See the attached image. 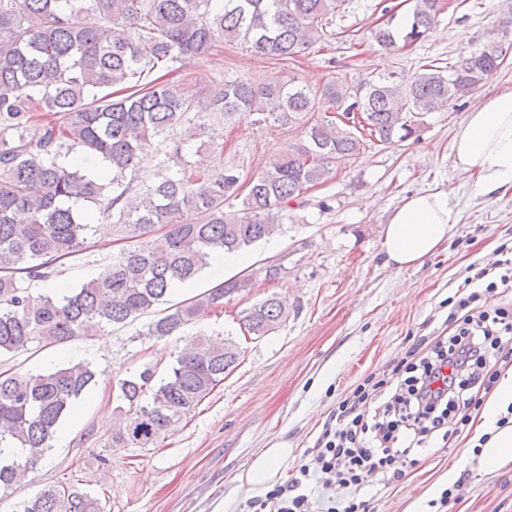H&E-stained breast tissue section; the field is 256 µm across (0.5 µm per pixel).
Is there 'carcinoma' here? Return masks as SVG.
Masks as SVG:
<instances>
[{"mask_svg": "<svg viewBox=\"0 0 512 512\" xmlns=\"http://www.w3.org/2000/svg\"><path fill=\"white\" fill-rule=\"evenodd\" d=\"M344 0H0V355L101 336L114 325L160 314L143 335L170 336L209 308L246 290L231 277L202 294L170 303L178 283L193 280L223 253L274 235L281 211L325 183L338 157L368 143L411 138L415 119L477 90L502 66L506 50L492 37L446 67L423 64L360 81L333 77L313 90L292 77L263 85L227 77L199 108L155 72L237 42L280 59L304 55L327 32ZM95 12L100 28L71 17ZM441 0H414L403 25L371 29L397 52L428 38ZM221 112L260 127H295L302 140L273 155L245 179L218 173H159L145 183L137 159L152 141L188 126L206 133L202 114ZM129 247L112 256L103 279L33 295L25 281L47 280L60 260L81 254L103 225ZM163 233L156 239L157 230ZM288 317L272 294L242 318L248 334L266 336ZM239 360L228 342H200L162 377L154 367L117 379L128 405L112 443L155 445L221 383ZM88 362L39 373L0 372V501L35 471L80 396L96 382ZM151 394L147 402L142 400ZM12 512H104L100 498L65 481L14 503Z\"/></svg>", "mask_w": 512, "mask_h": 512, "instance_id": "obj_1", "label": "carcinoma"}]
</instances>
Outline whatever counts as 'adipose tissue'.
<instances>
[{"mask_svg":"<svg viewBox=\"0 0 512 512\" xmlns=\"http://www.w3.org/2000/svg\"><path fill=\"white\" fill-rule=\"evenodd\" d=\"M453 154L457 169L470 174L474 194L512 188V91L486 96L477 109L468 112L455 132ZM455 221L447 191L407 196L384 228L387 263L400 269L421 263L447 240ZM511 408L512 368L501 374L477 418L474 440L482 469L493 470L512 461V423L501 420ZM290 454L284 441L266 448L252 460L241 492L273 485Z\"/></svg>","mask_w":512,"mask_h":512,"instance_id":"obj_1","label":"adipose tissue"}]
</instances>
